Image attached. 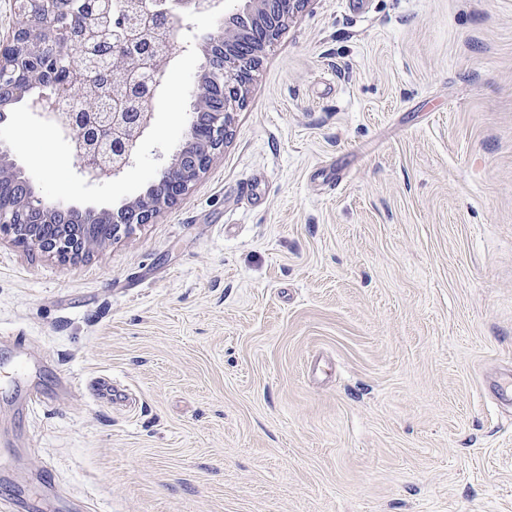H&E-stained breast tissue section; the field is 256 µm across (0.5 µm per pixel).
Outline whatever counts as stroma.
<instances>
[{
  "mask_svg": "<svg viewBox=\"0 0 512 512\" xmlns=\"http://www.w3.org/2000/svg\"><path fill=\"white\" fill-rule=\"evenodd\" d=\"M32 499L512 512V0H310L153 223L0 238V512Z\"/></svg>",
  "mask_w": 512,
  "mask_h": 512,
  "instance_id": "1",
  "label": "stroma"
}]
</instances>
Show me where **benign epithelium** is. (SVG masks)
Returning a JSON list of instances; mask_svg holds the SVG:
<instances>
[{"label":"benign epithelium","instance_id":"1","mask_svg":"<svg viewBox=\"0 0 512 512\" xmlns=\"http://www.w3.org/2000/svg\"><path fill=\"white\" fill-rule=\"evenodd\" d=\"M110 0H16L17 22L0 43V112L27 92L26 80L50 76L27 98L35 115L53 121L74 145L78 172L87 184L120 177L133 165L140 142L155 113L142 103H156L175 56V45L155 48L139 31L141 11L152 30L170 33L187 12H205L220 0H132L135 8L112 17L107 37L74 52L84 17L104 14ZM310 0H238L224 14V26L203 47L205 66L195 87V112L174 162L163 168L143 194L118 209L92 211V224L74 220L72 207H58L44 217L42 201L15 171L0 169V233L23 246H36L62 261L75 260L104 246L139 224H148L176 204L224 149L233 112L240 108L268 47ZM93 75L94 97L84 96L77 77Z\"/></svg>","mask_w":512,"mask_h":512}]
</instances>
